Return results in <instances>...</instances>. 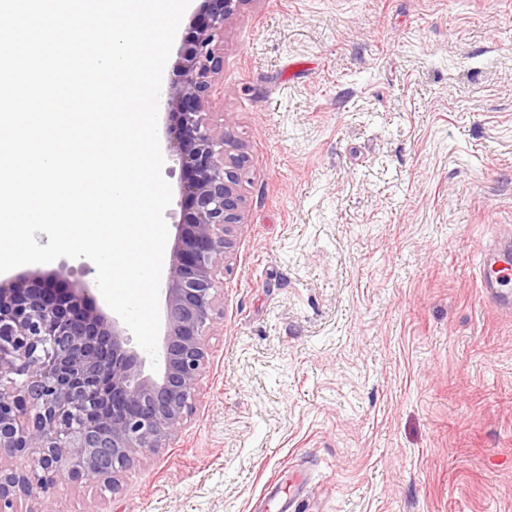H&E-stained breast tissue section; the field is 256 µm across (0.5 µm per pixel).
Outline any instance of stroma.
I'll list each match as a JSON object with an SVG mask.
<instances>
[{
  "instance_id": "35a3bbf8",
  "label": "stroma",
  "mask_w": 512,
  "mask_h": 512,
  "mask_svg": "<svg viewBox=\"0 0 512 512\" xmlns=\"http://www.w3.org/2000/svg\"><path fill=\"white\" fill-rule=\"evenodd\" d=\"M216 111L243 226L196 411L59 512H512V0H249ZM480 255L482 288H485L488 297L496 305L510 310L512 296L503 289L507 286L503 272L509 270L512 264V238L508 236L500 239L492 247L480 251Z\"/></svg>"
}]
</instances>
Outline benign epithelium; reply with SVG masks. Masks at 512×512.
Instances as JSON below:
<instances>
[{"label": "benign epithelium", "instance_id": "obj_1", "mask_svg": "<svg viewBox=\"0 0 512 512\" xmlns=\"http://www.w3.org/2000/svg\"><path fill=\"white\" fill-rule=\"evenodd\" d=\"M247 2L203 0L165 101L169 150L192 213L175 225L161 282V371L145 372L146 358L96 282L73 287L62 270L0 279V454L32 459L46 492L58 478L116 487L139 455L168 447L194 412L245 207V156L207 115L224 73V25ZM29 486L28 476L0 464V512H17L15 496Z\"/></svg>", "mask_w": 512, "mask_h": 512}]
</instances>
